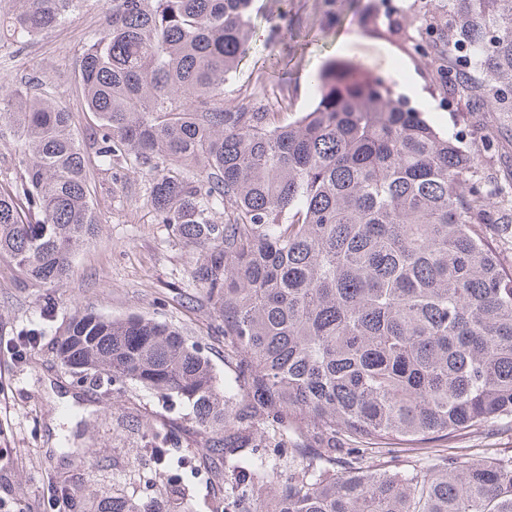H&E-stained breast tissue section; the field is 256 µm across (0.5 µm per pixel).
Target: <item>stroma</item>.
Masks as SVG:
<instances>
[{"label": "stroma", "mask_w": 512, "mask_h": 512, "mask_svg": "<svg viewBox=\"0 0 512 512\" xmlns=\"http://www.w3.org/2000/svg\"><path fill=\"white\" fill-rule=\"evenodd\" d=\"M252 0L249 21L254 49L225 85L230 99L261 103L283 90V117L293 120L317 103L310 80L324 62L347 59L385 80L439 132L456 136L477 158V176L494 196L512 198V113L479 112L443 92L448 79L425 47L447 28L448 13H424L421 0H336L328 15L324 0ZM369 7L372 21L360 19ZM104 0H82L64 26L36 36L19 50L0 51V80L10 87L38 86L73 114L79 133L95 122L85 112L78 88L81 47L101 33ZM307 32L304 49L282 47L273 33L280 11ZM422 83V97L403 91L410 77ZM151 183L132 162L95 171L92 201L101 219L97 235L80 247L66 279L50 288L25 281L9 259L0 258V512H49L56 485L80 492L123 490L152 501L171 481L187 495V512H212L224 503L238 512L228 487H245L247 477L227 473L212 479L206 469V437L174 404L134 384L109 390L107 377H78L61 366L53 344L76 313L109 318L143 314L198 340L220 378L224 339L213 332L214 313L192 278L200 248L183 244L159 223L150 204ZM36 335L35 348L16 358L11 346ZM178 445L157 458L155 448L170 434Z\"/></svg>", "instance_id": "1"}]
</instances>
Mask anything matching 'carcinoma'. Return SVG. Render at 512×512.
I'll use <instances>...</instances> for the list:
<instances>
[{"label":"carcinoma","mask_w":512,"mask_h":512,"mask_svg":"<svg viewBox=\"0 0 512 512\" xmlns=\"http://www.w3.org/2000/svg\"><path fill=\"white\" fill-rule=\"evenodd\" d=\"M11 2L0 45L62 26L80 0ZM250 3L106 0L79 64L97 121L83 139L50 96L0 86V137L16 141L18 167L0 184V258L61 283L98 231L91 169L132 156L159 222L205 248L192 277L234 378L139 314L74 315L54 343L64 367L190 408L212 475L249 474L237 498L253 512H512L506 449L380 464L401 445L512 425V268L482 229L499 202L471 181L459 140L353 63L326 62L317 104L293 121L226 103V77L253 49ZM277 29L299 46V29ZM432 53L454 73L450 95L512 112V0H448ZM269 420L291 440L284 481L258 455ZM183 499L173 482L150 505L114 492L72 508L184 512Z\"/></svg>","instance_id":"1"}]
</instances>
